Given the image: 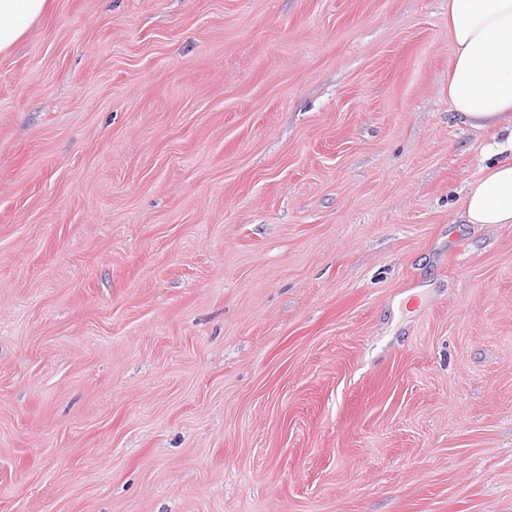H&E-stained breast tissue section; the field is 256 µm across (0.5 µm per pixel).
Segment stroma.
I'll use <instances>...</instances> for the list:
<instances>
[{
	"label": "stroma",
	"instance_id": "35a3bbf8",
	"mask_svg": "<svg viewBox=\"0 0 512 512\" xmlns=\"http://www.w3.org/2000/svg\"><path fill=\"white\" fill-rule=\"evenodd\" d=\"M448 0H49L0 55V512H512V224Z\"/></svg>",
	"mask_w": 512,
	"mask_h": 512
}]
</instances>
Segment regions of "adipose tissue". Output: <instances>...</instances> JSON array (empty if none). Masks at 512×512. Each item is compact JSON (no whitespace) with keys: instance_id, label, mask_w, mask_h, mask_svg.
Here are the masks:
<instances>
[{"instance_id":"adipose-tissue-1","label":"adipose tissue","mask_w":512,"mask_h":512,"mask_svg":"<svg viewBox=\"0 0 512 512\" xmlns=\"http://www.w3.org/2000/svg\"><path fill=\"white\" fill-rule=\"evenodd\" d=\"M47 0H0V55L38 21ZM455 54L448 78L453 110L473 127L505 125L503 141L486 146L491 164L462 200L467 223L512 224V0H448Z\"/></svg>"}]
</instances>
